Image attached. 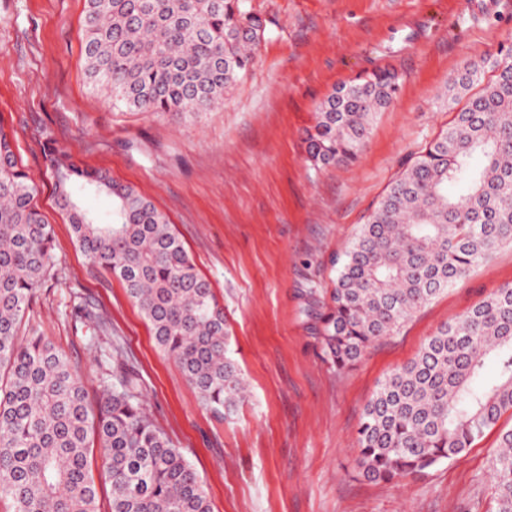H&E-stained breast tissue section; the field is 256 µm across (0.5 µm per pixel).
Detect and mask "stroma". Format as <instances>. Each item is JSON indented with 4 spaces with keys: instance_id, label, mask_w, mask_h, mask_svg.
Instances as JSON below:
<instances>
[{
    "instance_id": "35a3bbf8",
    "label": "stroma",
    "mask_w": 512,
    "mask_h": 512,
    "mask_svg": "<svg viewBox=\"0 0 512 512\" xmlns=\"http://www.w3.org/2000/svg\"><path fill=\"white\" fill-rule=\"evenodd\" d=\"M248 0L265 22L255 62L194 118L113 107L85 75L84 0H0V115L54 230L56 260L20 329L51 340L97 405L105 364L85 346L88 304L109 322L144 407L204 482L212 512H496L489 455L497 430L426 474L353 478L354 429L379 382L439 327L512 285V246L372 345L353 368L325 360L317 328L336 254L387 185L452 118L451 75L512 47V0ZM389 69L399 90L360 158L315 169L305 137L340 82ZM109 171L166 213L231 323L229 349L248 391L214 416L157 346L122 284L92 264L57 209L46 136Z\"/></svg>"
}]
</instances>
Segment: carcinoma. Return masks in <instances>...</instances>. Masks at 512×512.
<instances>
[{
    "label": "carcinoma",
    "mask_w": 512,
    "mask_h": 512,
    "mask_svg": "<svg viewBox=\"0 0 512 512\" xmlns=\"http://www.w3.org/2000/svg\"><path fill=\"white\" fill-rule=\"evenodd\" d=\"M82 32L86 76L112 106L193 118L247 73L265 26L247 0H85ZM397 89L388 71L339 84L317 107L308 161L326 168L356 160ZM442 97L463 106L334 259L320 336L338 370L512 245V55L450 77ZM476 153L479 169L471 165ZM44 157L80 251L125 285L202 403L216 414L234 411L246 385L228 353L224 307L169 218L102 170L51 146ZM450 185L459 195L448 194ZM79 190L111 196V220L83 209ZM37 194L0 117V500L13 512H99L93 434L110 483L109 512H211L199 474L148 416L119 345L106 354L112 369L94 414L67 356L42 336H19L55 262L53 227ZM489 359L499 367L492 384L482 381ZM508 411L512 286L439 328L381 381L356 430L358 475L384 482L420 475L462 456ZM489 467L496 512H512V428L500 432Z\"/></svg>",
    "instance_id": "1"
}]
</instances>
